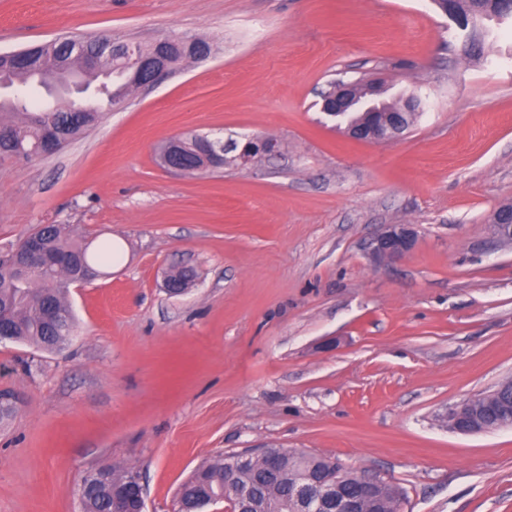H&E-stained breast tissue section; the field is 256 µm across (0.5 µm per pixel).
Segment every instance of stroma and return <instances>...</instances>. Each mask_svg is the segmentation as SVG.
<instances>
[{
  "label": "stroma",
  "instance_id": "1",
  "mask_svg": "<svg viewBox=\"0 0 512 512\" xmlns=\"http://www.w3.org/2000/svg\"><path fill=\"white\" fill-rule=\"evenodd\" d=\"M479 49L432 0H0V52L61 36L207 41L50 156H0V249L60 224L118 257L71 289L64 352L0 342V512H80L92 469L138 471L176 512L203 463L281 448L405 492L402 512H512V428L438 416L512 378V22ZM420 96L402 135L348 139L330 82ZM205 133L276 156L182 174L161 144ZM409 224L393 263L368 247ZM198 276L180 295L173 266ZM491 226L492 234L503 243L512 242V207H503L496 211ZM471 399L446 409L444 419L449 430L460 434H477L488 431L481 412L473 409V401L476 398Z\"/></svg>",
  "mask_w": 512,
  "mask_h": 512
}]
</instances>
